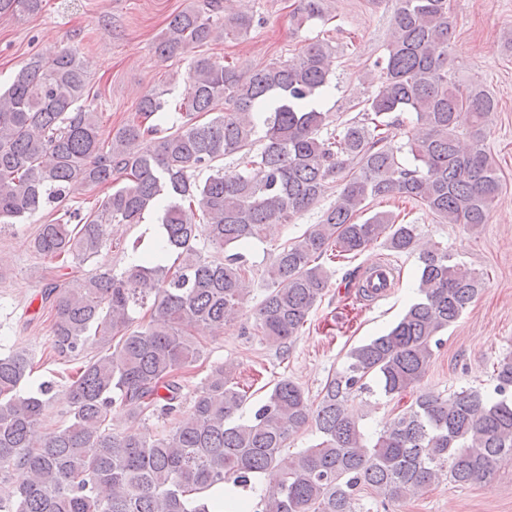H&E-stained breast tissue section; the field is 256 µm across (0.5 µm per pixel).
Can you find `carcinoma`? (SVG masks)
Masks as SVG:
<instances>
[{"mask_svg": "<svg viewBox=\"0 0 512 512\" xmlns=\"http://www.w3.org/2000/svg\"><path fill=\"white\" fill-rule=\"evenodd\" d=\"M42 0H0V16L34 14ZM209 0L170 16L157 44L163 59L221 38L247 35L254 17ZM327 0H300L296 27L326 17ZM390 39L361 100L362 112L336 124L321 109L334 51L319 39L297 56L250 71L195 57L190 89L170 105L151 93L138 117L102 137L86 105L88 76L79 55L31 56L0 91V224H24L83 191L107 187L96 209L62 207L31 240L34 250L71 269L44 291L53 313L51 349L61 358L97 353L64 378L65 423L45 427L54 383L25 390L39 368L23 350L0 354V512H360L364 495L383 509L418 498L447 478L492 487L512 461V353L493 364V392L477 387L444 397L423 392L373 440L349 411V396L375 377L385 396L403 399L426 373L439 335L479 294L483 279L446 249L419 241L415 224L370 213L379 198L415 201L442 224L473 231L501 191L482 121L496 101L480 83L460 91L448 71L456 28L448 0H394ZM415 117L401 162L390 130ZM209 114V121L199 117ZM236 155V169L221 162ZM208 176L199 183L197 171ZM126 180L119 187L118 179ZM340 192L294 242L277 249L252 334L279 348L300 335L331 286L318 259L357 256L375 244L418 252V292L385 334L351 349L318 402L295 381L274 383L252 417L237 419L245 394L234 367L210 369L183 410V390L203 358L197 330L224 331L242 311L252 272L245 250L273 224ZM199 212L189 222L186 211ZM161 213L159 247L116 274L83 265L112 248V225ZM366 219H361V216ZM203 241L212 254L196 244ZM175 255L172 264L167 256ZM380 286L366 279L355 298ZM150 319L135 323L145 306ZM132 422L174 416L151 438L110 427L112 412ZM315 427L320 442L282 457L296 435ZM27 479L17 483L13 474ZM273 475L276 485L251 510L234 499L208 504L210 492Z\"/></svg>", "mask_w": 512, "mask_h": 512, "instance_id": "1", "label": "carcinoma"}]
</instances>
